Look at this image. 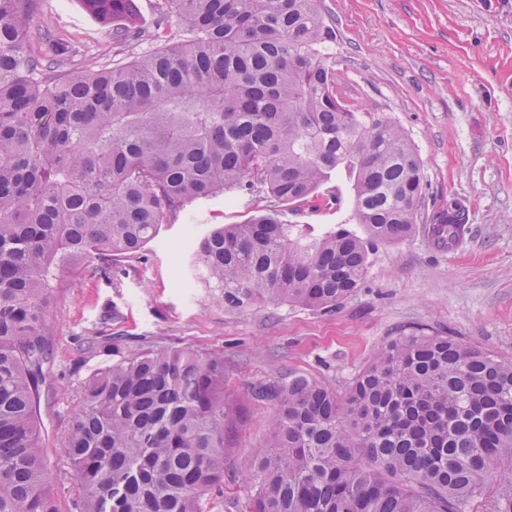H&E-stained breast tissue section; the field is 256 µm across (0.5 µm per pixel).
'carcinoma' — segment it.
<instances>
[{
    "instance_id": "obj_1",
    "label": "carcinoma",
    "mask_w": 512,
    "mask_h": 512,
    "mask_svg": "<svg viewBox=\"0 0 512 512\" xmlns=\"http://www.w3.org/2000/svg\"><path fill=\"white\" fill-rule=\"evenodd\" d=\"M37 2L0 0V512H58L37 423L58 261L108 267L194 202H304L343 172L359 229L310 238L269 209L194 255L230 308L330 311L376 244L413 232L425 182L397 125L336 97L320 0H158L151 31L130 0H84L129 60L80 69ZM465 224L450 200L428 233L451 246ZM254 398L274 415L237 470L241 512H467L488 485L512 512V361L490 351L415 328L343 391L293 376ZM241 421L222 355L143 350L94 372L64 444L83 512H204Z\"/></svg>"
}]
</instances>
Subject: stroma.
<instances>
[{
    "mask_svg": "<svg viewBox=\"0 0 512 512\" xmlns=\"http://www.w3.org/2000/svg\"><path fill=\"white\" fill-rule=\"evenodd\" d=\"M45 25L82 56L112 47L110 23L82 0H42ZM336 33L324 50L336 94L394 121L415 146L425 183L417 229L371 253L357 291L332 312L287 303L237 310L212 289L187 287L189 258L221 224L276 205L263 192L187 206L138 254L61 266L50 296L53 358L40 430L59 512H79L63 442L95 371L145 349L191 348L224 357L231 398L246 410L225 452L227 475L261 444L274 410L253 401L268 380L301 374L345 389L388 340L413 327L512 359V0H322ZM460 199L468 231L453 247L425 231ZM279 206V205H276ZM350 184L335 175L316 200L279 206L313 235L343 223ZM102 350L90 353L89 342Z\"/></svg>",
    "mask_w": 512,
    "mask_h": 512,
    "instance_id": "1",
    "label": "stroma"
}]
</instances>
